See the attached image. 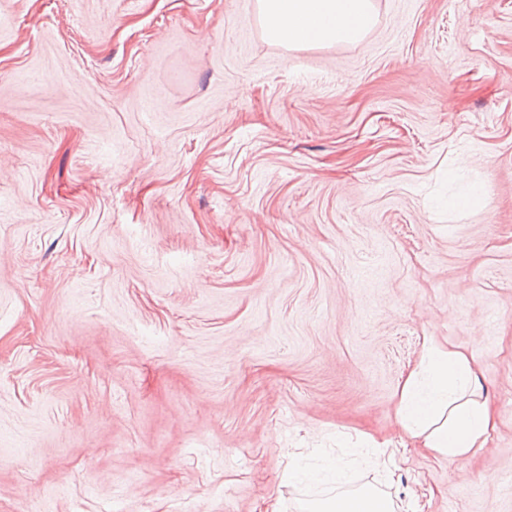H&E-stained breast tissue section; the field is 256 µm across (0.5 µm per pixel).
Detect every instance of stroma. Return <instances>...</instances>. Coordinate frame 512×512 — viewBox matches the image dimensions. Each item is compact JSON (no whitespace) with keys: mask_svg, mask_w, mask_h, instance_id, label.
Segmentation results:
<instances>
[{"mask_svg":"<svg viewBox=\"0 0 512 512\" xmlns=\"http://www.w3.org/2000/svg\"><path fill=\"white\" fill-rule=\"evenodd\" d=\"M253 2L0 0V512H512V0ZM431 339L486 446L360 462ZM267 36L287 49L348 43L374 25L371 0H258ZM338 476L339 472L336 470L335 466L329 465L322 471L312 472L308 470L304 464H302L300 459L293 458L288 467V472L283 475L282 480L288 482L289 484L303 480L310 482L330 480L336 483V478H338ZM306 512H395V506L389 500L372 492L363 491L354 494L333 496L325 501L307 505Z\"/></svg>","mask_w":512,"mask_h":512,"instance_id":"stroma-1","label":"stroma"}]
</instances>
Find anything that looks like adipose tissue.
<instances>
[{"label":"adipose tissue","instance_id":"obj_1","mask_svg":"<svg viewBox=\"0 0 512 512\" xmlns=\"http://www.w3.org/2000/svg\"><path fill=\"white\" fill-rule=\"evenodd\" d=\"M267 36L292 49L348 43L374 24L371 0H258ZM478 374L459 350L429 344L406 378L399 422L412 443L457 459L484 447L493 412L478 393ZM305 512H395L372 492L344 494L307 505Z\"/></svg>","mask_w":512,"mask_h":512}]
</instances>
